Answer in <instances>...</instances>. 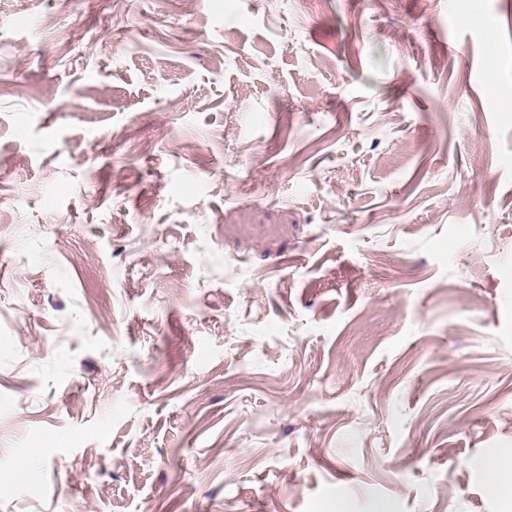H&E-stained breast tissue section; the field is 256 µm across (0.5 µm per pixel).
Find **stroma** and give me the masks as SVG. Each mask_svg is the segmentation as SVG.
<instances>
[{"mask_svg":"<svg viewBox=\"0 0 512 512\" xmlns=\"http://www.w3.org/2000/svg\"><path fill=\"white\" fill-rule=\"evenodd\" d=\"M506 448L512 0H0V512H512ZM512 460V448L504 449L496 458H484L475 461L476 466L485 473L491 474L493 480L489 484L492 494L512 500V481L502 477L505 462Z\"/></svg>","mask_w":512,"mask_h":512,"instance_id":"35a3bbf8","label":"stroma"}]
</instances>
